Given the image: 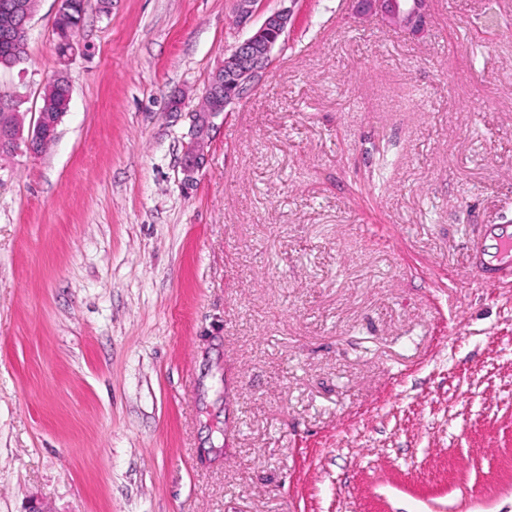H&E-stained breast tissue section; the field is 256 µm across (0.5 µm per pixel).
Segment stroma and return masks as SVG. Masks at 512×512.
<instances>
[{
  "mask_svg": "<svg viewBox=\"0 0 512 512\" xmlns=\"http://www.w3.org/2000/svg\"><path fill=\"white\" fill-rule=\"evenodd\" d=\"M284 0H56L0 69L43 151L0 158V512H512V0L421 36L293 0L185 182L191 114ZM498 26H489L488 13ZM180 110H172V101ZM65 3L66 8L62 19L54 23L60 52L67 47L69 35L79 28L84 16V0H67ZM55 84L64 85L68 88V98L70 100L71 89L66 77L58 74L52 80L49 87H52ZM65 87H61L50 92L48 90H44L41 106V108H44V112H38V117L35 123L32 127H29L28 130L26 144L30 151H33L34 144L40 142L47 134L54 131L62 117L66 114L65 111L68 108L69 100H67L66 97L67 89ZM48 112H57L58 117L55 120L47 119L46 113ZM485 224H479V231L471 240V265L478 273L481 283L488 288H496L499 284V272L502 268H485L481 260V231Z\"/></svg>",
  "mask_w": 512,
  "mask_h": 512,
  "instance_id": "35a3bbf8",
  "label": "stroma"
}]
</instances>
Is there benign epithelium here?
<instances>
[{
  "label": "benign epithelium",
  "mask_w": 512,
  "mask_h": 512,
  "mask_svg": "<svg viewBox=\"0 0 512 512\" xmlns=\"http://www.w3.org/2000/svg\"><path fill=\"white\" fill-rule=\"evenodd\" d=\"M236 19L240 24L250 21L257 0H234ZM360 15L372 12L382 16L389 25L408 31L414 36L424 32L429 20V0H355ZM0 16L15 19L24 25L31 21L30 0H0ZM291 10L282 8L266 16L261 25L234 50L224 57V63L213 73L203 96L213 105L191 113V136L201 143L210 136L215 121L226 108L245 95L267 69L274 48L279 45L291 21ZM18 100L0 95V143L15 149L20 135L14 133L13 118L17 116ZM64 113L50 120L46 113L38 117L28 130L26 144H34L54 131Z\"/></svg>",
  "instance_id": "obj_1"
}]
</instances>
